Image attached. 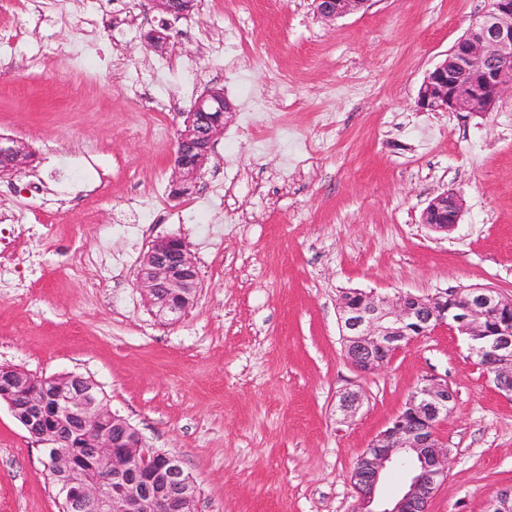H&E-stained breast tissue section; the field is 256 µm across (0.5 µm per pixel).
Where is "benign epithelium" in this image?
Here are the masks:
<instances>
[{
	"label": "benign epithelium",
	"mask_w": 512,
	"mask_h": 512,
	"mask_svg": "<svg viewBox=\"0 0 512 512\" xmlns=\"http://www.w3.org/2000/svg\"><path fill=\"white\" fill-rule=\"evenodd\" d=\"M150 2L158 13L178 18L190 15L196 0ZM368 2L314 0L317 14L330 23L363 10ZM449 55L426 74L418 106L431 112L493 111L504 91L512 93V0H490L488 10L471 22ZM234 112V104L219 89L196 99L176 141L172 197L190 192ZM28 153L25 142L0 135V177L21 169ZM461 214L460 197L446 191L429 201L421 222L445 233L458 224ZM136 283L156 318L170 322L181 318L200 288L199 267L185 239L166 235L152 241L140 261ZM338 315L346 357L360 373L378 370L415 339L447 327L465 337L471 353L485 361L498 392L512 397V295L492 286L394 297L356 290L340 295ZM0 395L13 417L56 460L58 469L68 466L57 450L67 430L79 429L86 447L94 449L100 476L65 487L71 512H194L197 489L186 479L181 458L144 447L139 432L115 413L112 431L103 429L90 388L81 377L72 376L50 410L44 398L14 381L1 388ZM454 400L448 382L436 377L423 379L415 388L351 472L358 512H428L448 477L449 451L440 441L438 426L447 419ZM360 401L358 393H344L338 411L350 416ZM48 422L57 428L54 440L41 432ZM130 448H140L142 453L132 456ZM400 465L409 473L406 490L390 503H378L379 483L389 469ZM487 512H512V488L496 494Z\"/></svg>",
	"instance_id": "1"
}]
</instances>
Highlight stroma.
<instances>
[{
    "label": "stroma",
    "instance_id": "stroma-1",
    "mask_svg": "<svg viewBox=\"0 0 512 512\" xmlns=\"http://www.w3.org/2000/svg\"><path fill=\"white\" fill-rule=\"evenodd\" d=\"M98 16L112 77L70 68L82 10L39 0L53 26L16 32L0 56V135L33 165L0 178V230L21 282L0 293V364L81 374L195 478V512H356L352 469L426 377L456 394L439 427L448 477L429 512H485L512 485V400L464 339L441 327L364 375L338 327L342 291L434 294L490 285L512 294V95L479 115L416 104L427 72L489 0H370L328 23L312 0H200L170 19L165 50L148 0ZM55 54L27 59L41 43ZM226 50L233 70L214 68ZM163 71H155V64ZM164 97L145 110L132 86ZM216 87L237 112L188 195L169 182L184 112ZM224 192L207 194L215 180ZM56 201L40 210L31 184ZM464 203L449 232L429 200ZM149 198L147 214L128 207ZM26 221L13 223L16 213ZM51 226L40 270L32 232ZM178 235L201 273L194 306L155 318L136 285L149 242ZM361 393L351 417L340 396ZM41 446L0 402V512H59ZM462 214V201L454 192L435 196L424 209L421 222L436 232H448L458 224Z\"/></svg>",
    "mask_w": 512,
    "mask_h": 512
}]
</instances>
